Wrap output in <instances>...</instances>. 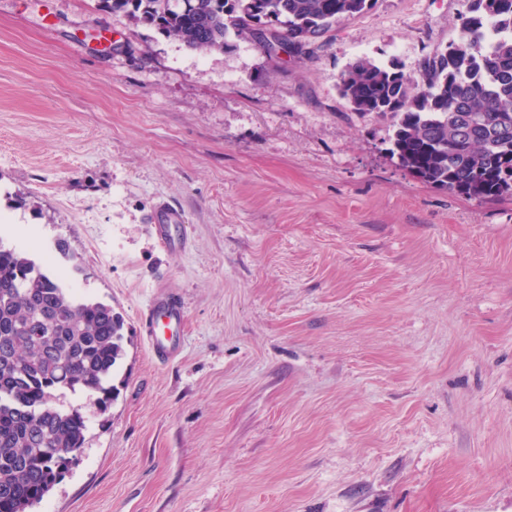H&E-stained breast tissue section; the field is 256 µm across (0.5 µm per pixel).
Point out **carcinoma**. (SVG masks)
Here are the masks:
<instances>
[{
	"instance_id": "cac0c4a2",
	"label": "carcinoma",
	"mask_w": 512,
	"mask_h": 512,
	"mask_svg": "<svg viewBox=\"0 0 512 512\" xmlns=\"http://www.w3.org/2000/svg\"><path fill=\"white\" fill-rule=\"evenodd\" d=\"M98 0L199 52L221 51L229 29L255 37L280 25L288 54L308 36L362 13L370 0ZM459 41L425 58L418 78L364 58L339 88L363 115L394 119L392 153L419 179L471 197L512 193V0H469ZM122 315L75 294L23 251L0 244V512H28L70 471L87 425L58 396L82 395L100 410L123 358Z\"/></svg>"
}]
</instances>
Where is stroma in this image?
<instances>
[{
    "instance_id": "obj_1",
    "label": "stroma",
    "mask_w": 512,
    "mask_h": 512,
    "mask_svg": "<svg viewBox=\"0 0 512 512\" xmlns=\"http://www.w3.org/2000/svg\"><path fill=\"white\" fill-rule=\"evenodd\" d=\"M467 0H375L306 54H201L95 0H0V224L125 321L107 411L31 512H512V195L428 184L362 58L417 76ZM186 214L157 245L148 216ZM64 242L66 254L55 251ZM186 310L178 358L138 323ZM149 222L163 248L174 250L185 245L183 227L187 217L178 206L168 204L154 210ZM185 308L179 295L156 293L141 313V326L150 337L151 349L161 362L175 359L183 341Z\"/></svg>"
}]
</instances>
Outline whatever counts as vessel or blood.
I'll list each match as a JSON object with an SVG mask.
<instances>
[{"instance_id": "vessel-or-blood-1", "label": "vessel or blood", "mask_w": 512, "mask_h": 512, "mask_svg": "<svg viewBox=\"0 0 512 512\" xmlns=\"http://www.w3.org/2000/svg\"><path fill=\"white\" fill-rule=\"evenodd\" d=\"M154 233L161 246L174 250L184 246L183 227L187 217L175 205L154 210L150 216ZM185 308L179 295L172 292L156 293L141 313V326L151 341L155 358L162 362L175 359L183 341Z\"/></svg>"}]
</instances>
